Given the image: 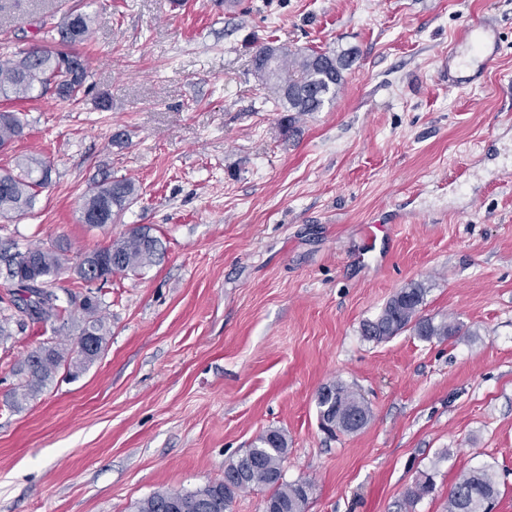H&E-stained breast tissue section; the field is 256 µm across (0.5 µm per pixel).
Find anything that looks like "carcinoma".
<instances>
[{
  "label": "carcinoma",
  "instance_id": "carcinoma-1",
  "mask_svg": "<svg viewBox=\"0 0 512 512\" xmlns=\"http://www.w3.org/2000/svg\"><path fill=\"white\" fill-rule=\"evenodd\" d=\"M91 16L76 10L67 14L55 30H47L49 42L78 45L87 40ZM251 50L254 76L266 91V101L287 113L281 122L284 133L298 130L300 118L320 112L336 99L345 80V72L354 63V54L346 49H306L277 42L261 45L246 44ZM88 76V63L74 52L41 48V54L23 51L15 59H0V93L19 100L30 99L37 89L55 90L62 99L78 96ZM23 114L0 111V149H6L24 135ZM52 182L49 161L36 155L17 162V171L0 174V218L11 220L33 212L39 190ZM140 187L124 176L106 181L85 196L80 207L79 221L90 227V217L100 214L114 224L139 197ZM68 243L34 246L14 254L0 253L13 278L20 281L37 279L38 288H27L34 294L33 311L28 322L44 327L54 325L78 306L85 314L84 325L74 342L68 344L56 336L45 339L20 364L16 374L20 382L13 391L12 405L39 393L53 383L58 369L68 364L79 371L100 354L110 330L101 315L104 301L100 296H78L73 292L61 297L54 281L67 262ZM164 254L162 240L152 228L139 225L131 228L112 243L80 257L75 272L88 286L94 281L86 275L85 266L99 273L104 287L117 273H138L156 265ZM427 288L421 282H410L386 302L381 312L363 323V335L377 342L388 340L405 331L420 339H448L458 336V323L421 315ZM320 425L330 433H353L364 428L372 412L365 399L353 388L331 382L321 387L316 399ZM288 455V441L278 429L261 432L242 454L230 460L224 469V479L194 490H158L134 503V512H228L235 496L247 489L265 487L271 493L265 502L277 512H306L312 483L308 480L286 482L282 478L283 464ZM434 490L433 477L415 482L407 489L406 504L414 505ZM498 495L497 476L491 466L464 472L448 493V512H488Z\"/></svg>",
  "mask_w": 512,
  "mask_h": 512
}]
</instances>
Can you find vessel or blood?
Segmentation results:
<instances>
[{
    "label": "vessel or blood",
    "instance_id": "obj_1",
    "mask_svg": "<svg viewBox=\"0 0 512 512\" xmlns=\"http://www.w3.org/2000/svg\"><path fill=\"white\" fill-rule=\"evenodd\" d=\"M501 32L488 18L464 26L448 44V84L454 88L482 83L502 52Z\"/></svg>",
    "mask_w": 512,
    "mask_h": 512
}]
</instances>
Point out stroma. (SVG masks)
Segmentation results:
<instances>
[{"mask_svg": "<svg viewBox=\"0 0 512 512\" xmlns=\"http://www.w3.org/2000/svg\"><path fill=\"white\" fill-rule=\"evenodd\" d=\"M75 9L94 19L85 92L0 96L28 122L0 172L29 154L53 167L33 213L0 223V250L61 239L72 263L143 224L166 252L105 286L100 356L16 408L19 362L75 339L83 314L0 344V512H132L222 480L269 428L288 440L285 481L313 485L306 512H447L457 476L487 464L495 512H512V0H0V57ZM476 17L503 51L481 86L449 88L448 43ZM271 39L358 51L290 138L246 47ZM115 176L141 199L120 223H80ZM413 281L424 315L463 335L367 340ZM333 381L368 402L364 429L321 430ZM426 473L434 492L406 507Z\"/></svg>", "mask_w": 512, "mask_h": 512, "instance_id": "1", "label": "stroma"}]
</instances>
